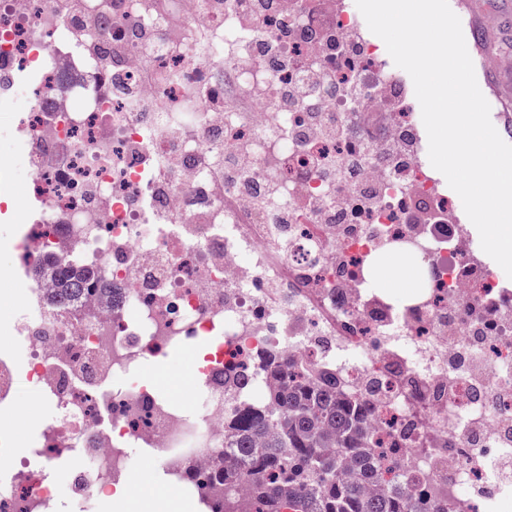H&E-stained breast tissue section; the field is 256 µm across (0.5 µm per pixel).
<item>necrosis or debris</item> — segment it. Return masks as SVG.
I'll return each mask as SVG.
<instances>
[{
	"mask_svg": "<svg viewBox=\"0 0 512 512\" xmlns=\"http://www.w3.org/2000/svg\"><path fill=\"white\" fill-rule=\"evenodd\" d=\"M356 27L335 0H0V105L38 80L14 115L41 204L18 265L92 281L62 307L30 279L13 309L0 415L18 353L52 415L23 452L0 436V512H96L139 468L223 500L224 425L267 405L271 350L369 403L399 479L435 505L512 512V289L451 223L414 106ZM395 249L426 287L377 288ZM203 336L190 391L160 395L145 356Z\"/></svg>",
	"mask_w": 512,
	"mask_h": 512,
	"instance_id": "4bbe7bcc",
	"label": "necrosis or debris"
}]
</instances>
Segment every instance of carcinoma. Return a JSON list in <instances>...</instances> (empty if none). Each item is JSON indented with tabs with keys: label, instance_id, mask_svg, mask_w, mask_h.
I'll use <instances>...</instances> for the list:
<instances>
[{
	"label": "carcinoma",
	"instance_id": "obj_1",
	"mask_svg": "<svg viewBox=\"0 0 512 512\" xmlns=\"http://www.w3.org/2000/svg\"><path fill=\"white\" fill-rule=\"evenodd\" d=\"M36 274L60 285L55 297L62 305L89 289L88 279L73 283L63 266L48 260L38 263ZM262 361L282 378L270 393L277 430L266 432L270 419L261 407L242 410L231 424L232 463L218 477L226 485L249 482L253 501L226 496L223 512H430L427 493L386 478L397 464L363 427L370 413L364 404L343 397L326 374L309 380L276 352L264 353Z\"/></svg>",
	"mask_w": 512,
	"mask_h": 512
}]
</instances>
